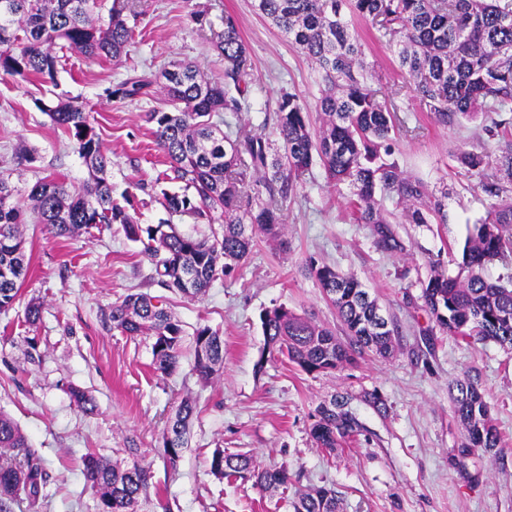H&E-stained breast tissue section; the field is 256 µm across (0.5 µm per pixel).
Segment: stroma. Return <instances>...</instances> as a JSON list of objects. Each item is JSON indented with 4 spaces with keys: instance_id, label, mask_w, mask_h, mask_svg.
<instances>
[{
    "instance_id": "35a3bbf8",
    "label": "stroma",
    "mask_w": 512,
    "mask_h": 512,
    "mask_svg": "<svg viewBox=\"0 0 512 512\" xmlns=\"http://www.w3.org/2000/svg\"><path fill=\"white\" fill-rule=\"evenodd\" d=\"M136 6L140 23L120 63L67 55L55 82L0 78V170L10 172L24 206L30 188L45 176L55 174L75 186L89 179L73 142L36 106L58 90L91 112L112 161L113 196L133 194L140 224L168 219L183 233L209 236L216 225L168 216L158 201L161 190L180 185L156 181L166 163L144 120L156 100L119 102L110 90L132 72L179 60L219 77L224 62L207 40L227 13L237 17L253 60V106L241 113L242 123L262 129L285 91L300 94L312 122H319L322 77L284 33L255 12L253 0H137ZM195 12L200 20H192ZM352 29L375 87L398 105L408 126L395 135L394 157L406 176L431 187L447 184V223L395 225L405 249L384 251L370 225L349 222L348 187L329 182L316 164L288 203L287 251L259 240L233 278L215 282L195 300L152 280L140 244L118 226L66 241L45 225H26L30 275L21 302L0 314V411L43 456L50 475L47 512H95L83 455L91 449L122 464L132 444L160 491L141 503L140 512H292L297 493L323 485L341 493L342 512H512V350L451 336L421 300L433 272L460 276L464 242L491 204L478 176L459 164L460 150L478 148L493 163L503 142L489 137L490 120L482 114L438 123L406 88L380 32L365 21L353 22ZM24 149L35 160L17 164ZM313 263L357 277L378 297L400 327L393 356L367 352L355 365L313 375L281 356L262 358L260 315L273 306L286 305L340 329L309 272ZM134 292L159 297L183 325L182 355L172 375L154 373L151 339L112 327L113 303ZM30 300L42 304L35 325L26 320ZM203 325L224 338V368L208 381L192 371L194 331ZM464 377L485 396L500 432L499 454L462 451L465 431L448 386ZM73 387L94 397V413L76 407ZM373 391L384 399L386 413L365 402V393ZM335 395L347 397L362 430L329 454L316 447L310 428L314 409ZM185 398L196 401L198 415L190 444L173 466L164 456L161 433ZM217 448L249 451L263 463L286 466L291 480L270 495L249 482L217 478L210 471Z\"/></svg>"
}]
</instances>
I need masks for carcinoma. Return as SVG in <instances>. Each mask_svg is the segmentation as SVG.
I'll list each match as a JSON object with an SVG mask.
<instances>
[{
    "instance_id": "carcinoma-1",
    "label": "carcinoma",
    "mask_w": 512,
    "mask_h": 512,
    "mask_svg": "<svg viewBox=\"0 0 512 512\" xmlns=\"http://www.w3.org/2000/svg\"><path fill=\"white\" fill-rule=\"evenodd\" d=\"M136 0H111L109 21L101 23L104 0H0V74L27 80H54L58 56L54 46L88 59L121 61L138 20ZM256 9L275 24L318 68L325 84L320 111L323 125L315 129L297 93L284 92L276 101L271 133L247 131L226 119L251 106V55L234 17L211 45L224 61L223 79H209L197 66L173 63L123 80L109 91L118 100L150 95L158 87L163 107L145 113L155 142L169 164L165 179L183 184V191L161 190L170 215L190 214L222 225V235L193 237L163 221L143 226L131 213L130 196L120 204L108 180L110 158L85 108L63 95L37 103L55 126L68 134L91 172L76 187L44 178L29 199L37 224L55 236L78 237L99 225L121 226L126 238L143 246L158 283L194 299L211 285L232 276L262 234L279 241L286 206L297 185L319 160L329 179L350 190L349 215L355 224H369L382 249L403 250L389 218L376 199L382 193L400 208L408 224L448 223V189L433 206H416L429 192L400 170L393 158L392 134L400 128L395 104L380 102L378 91L361 65V44L350 32L352 19L377 25L394 47L402 74L421 109L448 124L457 116L512 112V0H255ZM488 132L506 147L499 169L512 178V129L495 121ZM459 162L475 172L489 196L505 192L487 156L466 150ZM19 190L0 171V313L14 307L30 272V256L21 226L26 211ZM512 264V204L490 206L476 224L462 251L464 279L431 277L422 289L426 309L436 323L463 340L493 341L512 349V288L487 279V263ZM323 296L349 335L344 343L335 331L312 318L279 305L260 315L264 351L280 354L303 372L332 373L351 365L370 350L382 357L395 350L399 336L390 315L353 275L330 265H311ZM112 327L128 336L153 339L152 364L160 375L176 370L184 330L180 321L146 293H130L112 304ZM224 363V338L204 325L194 332L193 371L202 380L218 374ZM449 392L466 431L465 451L500 449V434L477 386L468 378L454 380ZM195 402L184 399L167 417L163 451L176 464L188 446L196 414ZM311 437L316 446L334 452L360 432L361 424L343 396L319 404ZM111 465L94 451L83 457V473L97 497L96 512H136L152 486L150 468L135 459ZM211 472L219 477L250 481L262 491L288 485V469L266 465L250 452L213 451ZM49 473L38 450L14 420L0 411V512H42ZM334 487H313L292 502L293 512H341Z\"/></svg>"
}]
</instances>
